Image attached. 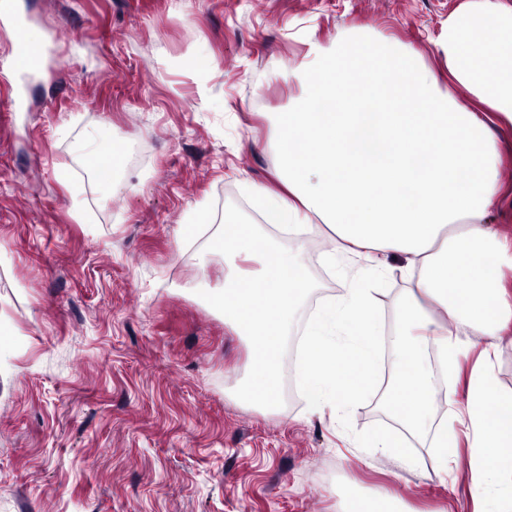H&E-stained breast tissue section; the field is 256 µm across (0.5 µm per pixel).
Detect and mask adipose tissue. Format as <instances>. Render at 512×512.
<instances>
[{
	"label": "adipose tissue",
	"instance_id": "1",
	"mask_svg": "<svg viewBox=\"0 0 512 512\" xmlns=\"http://www.w3.org/2000/svg\"><path fill=\"white\" fill-rule=\"evenodd\" d=\"M440 48L449 82L479 111L442 90L417 50L383 43L366 52L355 36L332 49L313 45L301 107L279 116L278 185L251 188L291 247L228 222L199 265L224 261L223 287L204 297L247 339L250 403L276 401L284 336L297 328V374L315 407L346 414L356 397L381 394L403 433L430 438L438 470L467 461L472 512H512V395L495 373L500 352L512 348V241L487 222L503 195L492 128H512V6L468 0L449 17ZM316 221L332 243L324 260L348 286L302 321L300 239ZM395 258L409 286L387 333L374 286ZM440 371L468 377L464 401H450L441 416L432 406Z\"/></svg>",
	"mask_w": 512,
	"mask_h": 512
}]
</instances>
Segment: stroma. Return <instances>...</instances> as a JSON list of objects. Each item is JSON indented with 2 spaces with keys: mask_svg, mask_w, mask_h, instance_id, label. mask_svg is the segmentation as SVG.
I'll use <instances>...</instances> for the list:
<instances>
[{
  "mask_svg": "<svg viewBox=\"0 0 512 512\" xmlns=\"http://www.w3.org/2000/svg\"><path fill=\"white\" fill-rule=\"evenodd\" d=\"M465 0H0L30 17L48 56L0 83V512H341L379 492L402 512H460L468 466L413 472L359 455L392 424L372 399L317 411L287 337L281 400L240 396L244 337L201 292L207 233L188 218L268 224L249 193L275 185L280 113L297 111L311 44L357 30L365 47L429 65ZM140 147L111 184L73 152ZM80 204L85 222L72 214ZM308 306L345 283L304 238Z\"/></svg>",
  "mask_w": 512,
  "mask_h": 512,
  "instance_id": "1",
  "label": "stroma"
}]
</instances>
